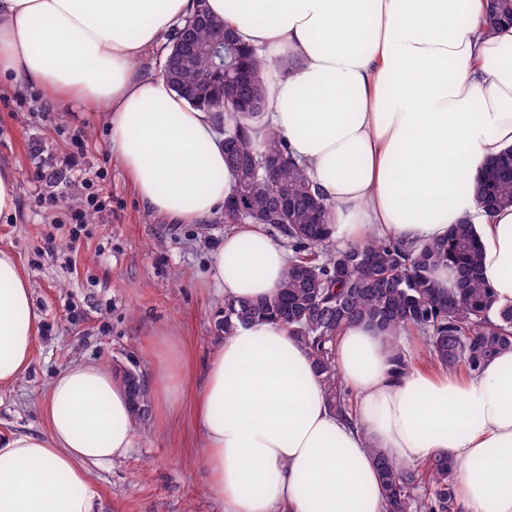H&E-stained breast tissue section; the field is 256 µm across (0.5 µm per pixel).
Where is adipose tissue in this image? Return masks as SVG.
I'll return each instance as SVG.
<instances>
[{"label":"adipose tissue","instance_id":"1","mask_svg":"<svg viewBox=\"0 0 512 512\" xmlns=\"http://www.w3.org/2000/svg\"><path fill=\"white\" fill-rule=\"evenodd\" d=\"M210 12L263 52L277 131L328 203L345 243L478 234L495 307L512 305V207L485 211L475 179L512 147V28L486 34L484 0H208ZM194 10V0H0V76L66 108L107 115L108 145L150 213L204 224L233 175L218 115L191 106L135 66ZM288 250L260 224H237L207 269L230 300L274 297ZM11 250L0 248V385L29 370L40 321ZM152 408L183 409L174 341ZM387 332L342 328L334 358L357 404L331 407L307 349L287 327L237 324L207 362L193 420L208 492L224 512H385L370 448L404 463L444 455L458 467V512H512V351L462 375L393 374ZM45 432L0 436V512H92L96 469L135 446L125 384L97 362L61 370L41 406Z\"/></svg>","mask_w":512,"mask_h":512}]
</instances>
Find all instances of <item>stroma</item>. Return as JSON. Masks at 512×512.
Returning <instances> with one entry per match:
<instances>
[{
  "label": "stroma",
  "mask_w": 512,
  "mask_h": 512,
  "mask_svg": "<svg viewBox=\"0 0 512 512\" xmlns=\"http://www.w3.org/2000/svg\"><path fill=\"white\" fill-rule=\"evenodd\" d=\"M106 115L92 107L53 108L27 84L0 83V162L17 173L20 218L0 224L28 277L41 315L28 374L0 385V432L39 433L40 406L55 375L95 361L121 374L135 369L148 389L159 385L156 341L177 339L197 390L221 340L215 329L224 296L204 273L224 239L223 216L205 224H171L146 212L106 141ZM103 173L108 207L94 214L76 248H68L69 211L80 204L75 184L45 204L43 166ZM136 447L97 470L95 512H224L207 492L208 467L190 410L135 426Z\"/></svg>",
  "instance_id": "stroma-1"
}]
</instances>
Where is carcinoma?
Here are the masks:
<instances>
[{
    "instance_id": "obj_1",
    "label": "carcinoma",
    "mask_w": 512,
    "mask_h": 512,
    "mask_svg": "<svg viewBox=\"0 0 512 512\" xmlns=\"http://www.w3.org/2000/svg\"><path fill=\"white\" fill-rule=\"evenodd\" d=\"M487 33L512 24V0H486ZM219 38L229 40L234 53L225 57L224 70L245 66L250 82L244 91L250 109L240 110L233 97L212 95L216 76L212 59L195 54L180 66L170 86L177 92L196 89L195 107L223 112L225 164L234 173L232 194L241 200L243 214L224 213V222L254 221L269 224L288 239L292 263L280 293L270 299L226 300L218 330L230 336L235 322L276 321L308 349L336 413H352V398L338 376L333 342L350 323L367 322L398 338L414 329L425 336L426 358L448 370L479 371L498 354L512 350V306L490 315L493 290L482 277L481 245L472 225L453 224L441 242L408 245L402 241L370 239L342 246L334 225L327 223L328 207L310 183L304 169L288 156L283 137L269 131L261 149L253 147L251 125L259 122L268 101L265 63L256 49L241 53L240 44L224 22L210 18L194 27L197 50ZM472 189L487 211L512 206V148L491 160ZM451 265L457 288L443 293L433 272ZM122 379L128 388L134 419H146L151 394L140 375L127 369ZM377 475L385 491L387 512H453L456 506L457 469L444 456L435 457L424 472L387 458L372 449ZM431 485L429 498L414 492Z\"/></svg>"
}]
</instances>
